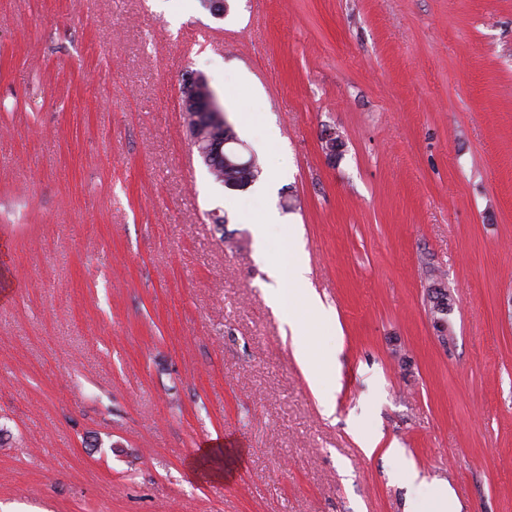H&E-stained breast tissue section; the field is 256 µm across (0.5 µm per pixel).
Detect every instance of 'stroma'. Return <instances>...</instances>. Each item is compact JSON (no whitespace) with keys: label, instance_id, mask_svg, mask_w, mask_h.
<instances>
[{"label":"stroma","instance_id":"35a3bbf8","mask_svg":"<svg viewBox=\"0 0 512 512\" xmlns=\"http://www.w3.org/2000/svg\"><path fill=\"white\" fill-rule=\"evenodd\" d=\"M189 71L278 175L265 244ZM292 228L335 331L269 302ZM405 460L512 512V0H0V512H409ZM207 82L206 78L200 73H186L183 79L180 111L182 115L187 118V121L184 122L187 136L198 156L209 167H207L208 170L217 171L225 167L250 172L255 163V172L248 176L242 175L238 171L228 172L224 170V172H209L215 179L222 177L221 182L224 181L225 184L233 183L239 184L241 187H249L258 180L262 173L261 169L254 161V158L242 161L230 146L232 144L242 145V143L237 136L231 133L232 126L225 120L223 109L216 100L213 92L209 91L206 98L201 101L199 100V87ZM197 109L201 112H205L204 115L210 123L221 125V127L224 128V131H221V129L206 127L203 128L201 132L206 136L213 134L216 130L219 131V133L224 132V139L222 137L211 139L202 138L198 130V114L195 112ZM446 291L447 289L438 282H433L426 288L428 312L433 318L434 323L441 329L445 328V318L441 315H446L448 313L450 305L449 299H451L448 295L447 300L445 296ZM300 362L303 367L309 372L310 381L312 386L316 392L319 403L322 407V413L325 416L330 417L334 412V406L332 404V392L330 390L325 389L318 380V375L316 372L317 364L313 358H311L308 354L302 353L300 354Z\"/></svg>","mask_w":512,"mask_h":512}]
</instances>
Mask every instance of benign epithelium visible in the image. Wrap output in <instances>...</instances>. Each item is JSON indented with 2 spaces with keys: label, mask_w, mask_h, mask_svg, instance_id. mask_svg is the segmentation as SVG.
I'll list each match as a JSON object with an SVG mask.
<instances>
[{
  "label": "benign epithelium",
  "mask_w": 512,
  "mask_h": 512,
  "mask_svg": "<svg viewBox=\"0 0 512 512\" xmlns=\"http://www.w3.org/2000/svg\"><path fill=\"white\" fill-rule=\"evenodd\" d=\"M207 83L200 73L189 72L183 79L180 97V111L187 118L185 127L187 136L198 156L207 164L209 170L217 171L222 168H235L245 172L253 169L254 160L243 161L232 149V145L241 144L239 138L231 133L232 126L225 120L223 109L210 93L204 99L198 98L199 87ZM205 113V117L212 124H218L226 135L219 138L204 139L198 130L197 111ZM446 288L434 282L426 288V301L428 312L438 327L445 328L444 315L448 313L450 301L447 300Z\"/></svg>",
  "instance_id": "benign-epithelium-1"
}]
</instances>
